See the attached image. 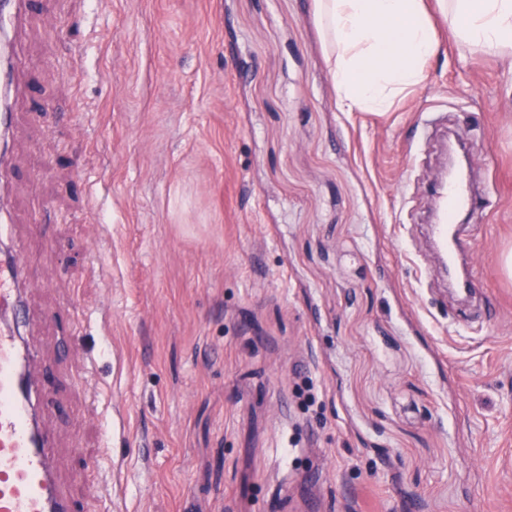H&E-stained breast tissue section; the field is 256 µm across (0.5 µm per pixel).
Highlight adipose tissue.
Listing matches in <instances>:
<instances>
[{"label": "adipose tissue", "mask_w": 512, "mask_h": 512, "mask_svg": "<svg viewBox=\"0 0 512 512\" xmlns=\"http://www.w3.org/2000/svg\"><path fill=\"white\" fill-rule=\"evenodd\" d=\"M449 34L463 44L512 55V0H437ZM342 107L385 112L420 85L440 47L423 0H317Z\"/></svg>", "instance_id": "1"}]
</instances>
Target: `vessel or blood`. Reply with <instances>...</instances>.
I'll return each mask as SVG.
<instances>
[{
  "mask_svg": "<svg viewBox=\"0 0 512 512\" xmlns=\"http://www.w3.org/2000/svg\"><path fill=\"white\" fill-rule=\"evenodd\" d=\"M40 0H0V32L9 33ZM484 196L468 182H446L437 191L441 209L433 238L449 264H456L465 231L461 215L476 213ZM20 250L0 255V512H77L78 504L55 475V440L41 425L46 409L35 359L25 333L31 322L23 303Z\"/></svg>",
  "mask_w": 512,
  "mask_h": 512,
  "instance_id": "obj_1",
  "label": "vessel or blood"
}]
</instances>
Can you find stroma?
Listing matches in <instances>:
<instances>
[{
  "instance_id": "1",
  "label": "stroma",
  "mask_w": 512,
  "mask_h": 512,
  "mask_svg": "<svg viewBox=\"0 0 512 512\" xmlns=\"http://www.w3.org/2000/svg\"><path fill=\"white\" fill-rule=\"evenodd\" d=\"M337 102L315 0H47L12 34L0 194L81 512H512V60L448 38ZM492 190L494 320L420 226L431 121Z\"/></svg>"
}]
</instances>
